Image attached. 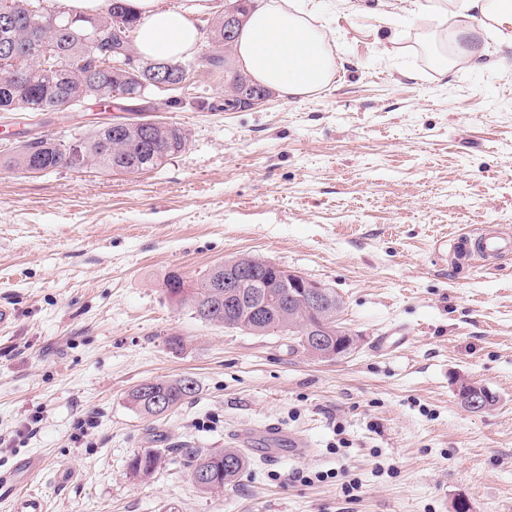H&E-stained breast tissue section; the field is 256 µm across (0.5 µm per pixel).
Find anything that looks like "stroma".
<instances>
[{"mask_svg":"<svg viewBox=\"0 0 512 512\" xmlns=\"http://www.w3.org/2000/svg\"><path fill=\"white\" fill-rule=\"evenodd\" d=\"M315 3L331 84L228 112L203 45L183 87L141 105L188 136L150 172L17 171L20 140L68 142L120 113L0 112V303L15 309L0 331V474L40 457L26 488L50 512H455L461 498L512 512V253L454 264L436 248L512 235V53L493 44L483 68L446 64L440 31L399 6ZM242 255L335 289L358 349L317 360L202 321L164 291L170 272L194 281ZM400 328L406 344L380 347ZM180 376L198 383L189 403L157 418L127 404L139 384ZM464 381L496 407L466 410ZM271 423L312 457L264 463L256 438L242 480L204 493L174 455ZM146 448L168 454L142 482L128 462ZM321 471L332 479L295 478ZM342 471L361 480L357 500Z\"/></svg>","mask_w":512,"mask_h":512,"instance_id":"35a3bbf8","label":"stroma"}]
</instances>
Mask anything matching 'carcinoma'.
I'll use <instances>...</instances> for the list:
<instances>
[{
    "instance_id": "obj_1",
    "label": "carcinoma",
    "mask_w": 512,
    "mask_h": 512,
    "mask_svg": "<svg viewBox=\"0 0 512 512\" xmlns=\"http://www.w3.org/2000/svg\"><path fill=\"white\" fill-rule=\"evenodd\" d=\"M118 6L125 17V28L114 30L107 13L93 16L98 21L95 42L98 50L109 53L129 50L136 52L134 35L143 23L129 6V0H109ZM65 14L60 0H10L9 20L0 17V51L9 48L13 56L24 61L23 68L12 73L0 69V112H63L93 100L110 104L113 92L118 91L139 99L141 82L147 81L157 61L141 59L139 73L113 69L97 64L100 55L93 54L89 40L76 28L56 32L57 54L45 59L42 41L37 33L43 29L48 16ZM216 53L206 57L207 63L224 67V19L217 20L209 30ZM167 78L176 86L185 80L192 62H169ZM187 143L183 128L168 122L122 117L99 125L71 144L52 139L32 138L24 141L10 158L12 167L27 173H39L58 168L94 166L113 174L139 175L162 165L169 157L182 151ZM179 275L171 272L165 279L168 298L180 306H188L201 320L221 324L226 328L252 330L241 320L240 313L226 314L225 303L217 302L210 292L211 273H205L195 284L193 297H178L171 282ZM156 393L169 401L173 409L192 399L198 390L191 377L153 381ZM128 404L136 411L156 416L150 400L133 389ZM164 450L147 448L129 462L130 474L140 480L153 475L162 463ZM178 455L191 482L202 492L212 493L215 487L226 488L239 482L248 467V458L240 448H180Z\"/></svg>"
}]
</instances>
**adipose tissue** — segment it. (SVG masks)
Returning a JSON list of instances; mask_svg holds the SVG:
<instances>
[{"instance_id": "1", "label": "adipose tissue", "mask_w": 512, "mask_h": 512, "mask_svg": "<svg viewBox=\"0 0 512 512\" xmlns=\"http://www.w3.org/2000/svg\"><path fill=\"white\" fill-rule=\"evenodd\" d=\"M211 0H185L177 8L163 0H134L146 22L135 47L152 59L177 61L196 52L204 35L190 14L209 9ZM417 19L451 25L458 58L479 67L487 54L479 37L494 30L501 46L512 49V0H401ZM313 0H262L249 14L233 47L237 67L253 82L287 102L303 101L332 81L336 57L328 37L314 23Z\"/></svg>"}]
</instances>
